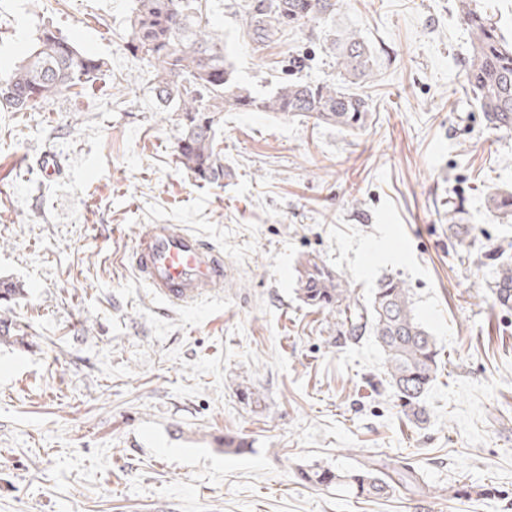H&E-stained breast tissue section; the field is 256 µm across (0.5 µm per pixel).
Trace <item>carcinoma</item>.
<instances>
[{"instance_id":"cac0c4a2","label":"carcinoma","mask_w":512,"mask_h":512,"mask_svg":"<svg viewBox=\"0 0 512 512\" xmlns=\"http://www.w3.org/2000/svg\"><path fill=\"white\" fill-rule=\"evenodd\" d=\"M335 6L334 0H257L242 6L243 34L268 37L284 26L330 15ZM457 12L470 36L466 83L487 122L511 129L512 41L500 34L477 0H457ZM126 47L153 69L152 90L158 105L179 113L178 161L204 183L224 177L223 159L214 144L220 112L292 114L351 131L363 126L369 112L367 100L350 91V86L371 76L374 55L350 29L336 30L328 44L339 81L314 84L291 78L263 96L236 81L233 63L224 52V33L211 26L201 0H137ZM103 65L101 59L45 28L19 64L0 73V112H26L47 105L75 86L93 83ZM487 203L500 215H512V193H492ZM297 293L310 307L336 311L343 335L367 332L375 337L389 385L404 413L424 421L422 399L436 378L440 352L435 338L414 314L404 283L384 277L368 304L360 305L337 272L308 257L298 269ZM493 294L499 306L512 309V262L496 266ZM300 475L306 483L334 486L357 497L380 498L397 487L389 467L373 462L346 471L317 467Z\"/></svg>"}]
</instances>
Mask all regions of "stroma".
I'll use <instances>...</instances> for the list:
<instances>
[{
  "label": "stroma",
  "instance_id": "35a3bbf8",
  "mask_svg": "<svg viewBox=\"0 0 512 512\" xmlns=\"http://www.w3.org/2000/svg\"><path fill=\"white\" fill-rule=\"evenodd\" d=\"M246 0H202L240 84L338 77L336 29L371 46L358 130L272 112H223L224 177L176 157V113L126 48L135 0H0V69L49 28L103 59L93 86L0 112V279L23 295L0 339V512H512V309L483 253L512 260V129L486 121L464 83L455 0H337L269 40L244 38ZM60 164L45 175L44 154ZM180 224L224 256V284L192 304L155 297L128 255ZM319 256L367 302L402 279L441 362L408 420L372 336L341 338L306 306L297 268ZM260 395L249 403L241 387ZM250 451L224 449V435ZM418 486L365 499L300 480L365 459ZM483 490L452 499L448 487Z\"/></svg>",
  "mask_w": 512,
  "mask_h": 512
}]
</instances>
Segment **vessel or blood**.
I'll return each instance as SVG.
<instances>
[{
    "mask_svg": "<svg viewBox=\"0 0 512 512\" xmlns=\"http://www.w3.org/2000/svg\"><path fill=\"white\" fill-rule=\"evenodd\" d=\"M132 262L154 294L173 303L206 297L224 282L223 256L180 224L152 225Z\"/></svg>",
    "mask_w": 512,
    "mask_h": 512,
    "instance_id": "b4317fda",
    "label": "vessel or blood"
}]
</instances>
